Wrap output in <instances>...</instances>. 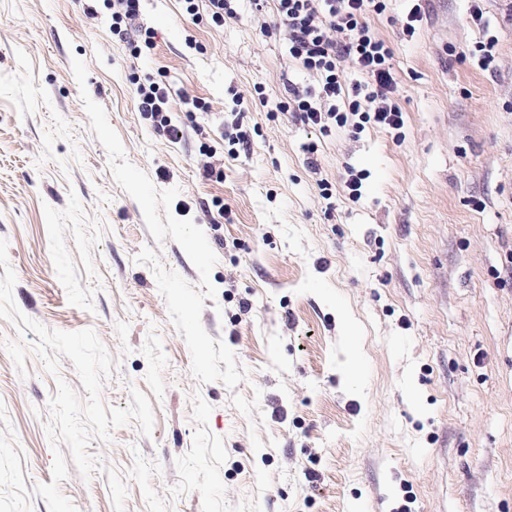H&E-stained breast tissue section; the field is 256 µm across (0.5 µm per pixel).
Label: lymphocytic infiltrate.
<instances>
[{
	"label": "lymphocytic infiltrate",
	"instance_id": "1",
	"mask_svg": "<svg viewBox=\"0 0 512 512\" xmlns=\"http://www.w3.org/2000/svg\"><path fill=\"white\" fill-rule=\"evenodd\" d=\"M385 0H273L276 30L289 55L313 76L312 84L286 85L287 106L303 125L322 133L333 128L362 132L403 128L404 113L395 98L393 50L372 28ZM352 62L359 81L344 87V62ZM138 107L171 139L182 133L167 110L168 92L156 82L139 84Z\"/></svg>",
	"mask_w": 512,
	"mask_h": 512
}]
</instances>
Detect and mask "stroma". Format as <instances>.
Returning <instances> with one entry per match:
<instances>
[{"instance_id":"1","label":"stroma","mask_w":512,"mask_h":512,"mask_svg":"<svg viewBox=\"0 0 512 512\" xmlns=\"http://www.w3.org/2000/svg\"><path fill=\"white\" fill-rule=\"evenodd\" d=\"M89 4L0 0V239L14 301L47 329L93 330L113 361L103 403L126 408L135 388L154 412L151 435L133 420L92 437L94 470L69 466L61 494L76 512H512V22L501 0H485L480 25L470 0H424L411 36L408 0H387L372 27L394 51L398 140L270 118L284 82L312 81L264 33L271 5L239 0L218 27L181 0H143L154 46L136 57ZM490 39L485 71L472 53ZM149 76L168 89L180 140L138 110ZM84 90L127 160L158 189L179 188L172 214L216 253L201 323L234 352L235 387L193 375L151 266L135 263L149 247L200 283L115 181ZM187 96L206 114L190 119ZM236 98L253 135L232 158L221 134ZM204 141L215 157L200 154ZM351 168L367 175L357 200L343 187ZM36 339L0 319V434L12 431L30 490L52 481L57 380L87 396L64 354L46 369Z\"/></svg>"}]
</instances>
